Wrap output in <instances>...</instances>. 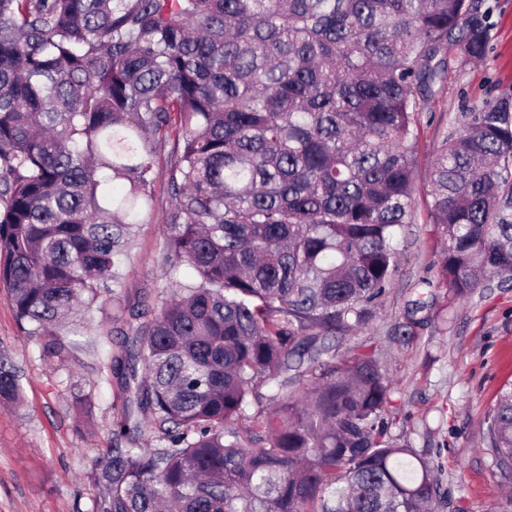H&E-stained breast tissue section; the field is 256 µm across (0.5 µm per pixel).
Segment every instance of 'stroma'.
<instances>
[{
	"mask_svg": "<svg viewBox=\"0 0 512 512\" xmlns=\"http://www.w3.org/2000/svg\"><path fill=\"white\" fill-rule=\"evenodd\" d=\"M492 28L485 59L465 71L449 69L447 90L433 111L420 115V152L468 102L512 92V0H483ZM155 218L142 224L121 269L122 306L94 311L88 328H68V353H44L40 337L26 335L12 302L0 290V356L18 370L24 401L0 408V512H86L90 491L83 474L112 446V427L124 409L116 385L106 383L108 337L125 327L139 301L159 305L171 277L185 280L188 265L170 270L162 260L160 216L172 198L166 179L154 187ZM433 241L425 225L409 228L403 260L370 324L350 333L345 347L365 346L380 356L391 381L385 415L394 437L407 440L422 460L442 468L446 506L441 512H489L506 488L486 453L485 416L512 383V289L466 302L436 289L433 306L419 312L414 335L390 336L421 279H436ZM93 395L92 416L79 422L75 389Z\"/></svg>",
	"mask_w": 512,
	"mask_h": 512,
	"instance_id": "stroma-1",
	"label": "stroma"
}]
</instances>
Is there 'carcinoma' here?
<instances>
[{"label": "carcinoma", "instance_id": "carcinoma-1", "mask_svg": "<svg viewBox=\"0 0 512 512\" xmlns=\"http://www.w3.org/2000/svg\"><path fill=\"white\" fill-rule=\"evenodd\" d=\"M491 40L482 0H0V288L25 333L62 355L61 330L123 299L164 175V257L195 271L128 310L87 512L443 507L438 468L384 425L378 355L336 337L372 321L411 224L440 244L424 287L512 288L511 92L454 116L425 214L414 197L419 114ZM22 393L1 356L0 405ZM486 436L511 481V385Z\"/></svg>", "mask_w": 512, "mask_h": 512}]
</instances>
